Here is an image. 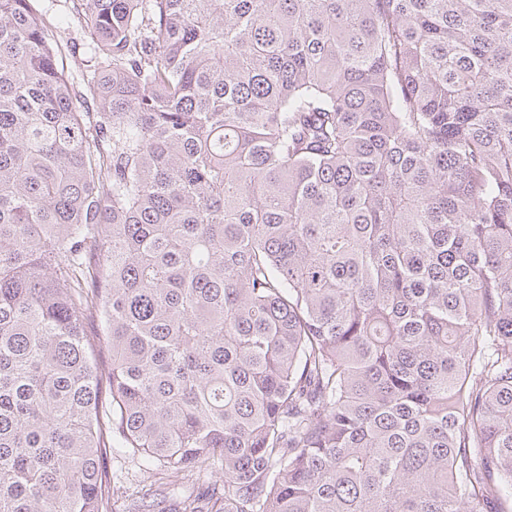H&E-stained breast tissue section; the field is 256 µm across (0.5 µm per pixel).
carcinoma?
Segmentation results:
<instances>
[{
    "instance_id": "carcinoma-1",
    "label": "carcinoma",
    "mask_w": 512,
    "mask_h": 512,
    "mask_svg": "<svg viewBox=\"0 0 512 512\" xmlns=\"http://www.w3.org/2000/svg\"><path fill=\"white\" fill-rule=\"evenodd\" d=\"M79 7L0 0V512H512V0ZM35 5L43 17L58 26L55 35L63 45L82 35L86 24L82 15L73 10L72 0H36ZM108 465L116 485L121 488L117 503L123 504L121 508H128L131 500L140 495L137 492H140L143 486L145 490L152 484V489L155 490L161 482H165V480L157 481L158 478L151 477V474L146 471L142 458L129 453L118 452L112 456ZM121 492L125 493L121 494ZM221 480L222 474H220V471H216V473L213 472L212 474L201 473L199 475L195 474L192 477H190L186 485L187 488H189L188 491L190 492L194 490L195 493H206L207 491L211 492V488L214 487V484L217 481L216 492L223 493V482Z\"/></svg>"
}]
</instances>
